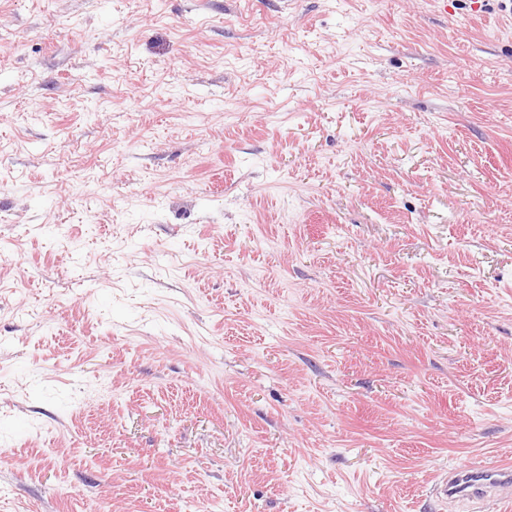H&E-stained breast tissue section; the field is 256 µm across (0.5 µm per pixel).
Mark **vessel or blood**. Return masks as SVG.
<instances>
[{
    "label": "vessel or blood",
    "mask_w": 512,
    "mask_h": 512,
    "mask_svg": "<svg viewBox=\"0 0 512 512\" xmlns=\"http://www.w3.org/2000/svg\"><path fill=\"white\" fill-rule=\"evenodd\" d=\"M436 498L448 500H492L494 504H512V459L498 462L489 469L462 465L440 476L432 489Z\"/></svg>",
    "instance_id": "obj_1"
}]
</instances>
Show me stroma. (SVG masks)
<instances>
[{
    "instance_id": "35a3bbf8",
    "label": "stroma",
    "mask_w": 512,
    "mask_h": 512,
    "mask_svg": "<svg viewBox=\"0 0 512 512\" xmlns=\"http://www.w3.org/2000/svg\"><path fill=\"white\" fill-rule=\"evenodd\" d=\"M510 457L501 0H0V512H471ZM512 459L501 460L489 469L467 465L452 468L441 475L432 492L439 500L464 498L483 501L492 499L495 505L512 504Z\"/></svg>"
}]
</instances>
